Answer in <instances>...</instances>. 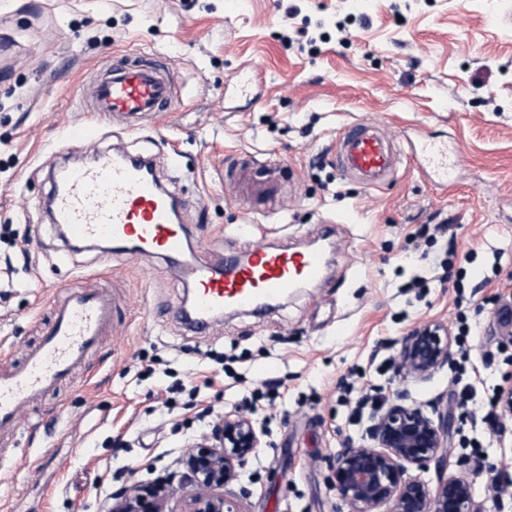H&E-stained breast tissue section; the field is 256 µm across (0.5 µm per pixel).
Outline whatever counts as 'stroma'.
<instances>
[{
	"label": "stroma",
	"mask_w": 512,
	"mask_h": 512,
	"mask_svg": "<svg viewBox=\"0 0 512 512\" xmlns=\"http://www.w3.org/2000/svg\"><path fill=\"white\" fill-rule=\"evenodd\" d=\"M288 5L0 0V366L37 342L64 288H108L119 306L90 356L96 376L76 374L0 440V512H108L124 483L179 473L187 440L235 407L265 430L240 473L244 512H342L328 458L366 430L346 421V384L401 387L409 403L447 411L453 386H472L479 406L512 382V341L500 323L512 308V0H302L301 17L330 34L302 52L281 41ZM348 13L355 35L345 42L333 22ZM121 55L162 58L180 94L136 131L72 104L73 89ZM242 68L265 76L247 97L235 90ZM356 118L445 143L455 190L434 197L412 169L381 190L317 169L319 153ZM83 120L99 125V137L67 139ZM116 148L154 157L200 262L244 220V204L224 188L235 150L268 159L284 184L254 226L263 240L305 248L320 218L352 221L336 227L322 282L195 335L164 313L187 289L172 260L73 250L42 211L67 158ZM436 211L459 224L458 248L474 258L463 280L402 292L422 268L407 257L425 244ZM461 313L474 327L468 362L404 384L396 371L376 372L408 330L450 326ZM228 367L243 382L225 377ZM267 379L279 381V398L253 402ZM476 434L459 417L448 471L473 474L477 512H512V496L484 491L492 475L512 485V422L478 459L461 446Z\"/></svg>",
	"instance_id": "1"
}]
</instances>
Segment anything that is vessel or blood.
<instances>
[{"instance_id": "1", "label": "vessel or blood", "mask_w": 512, "mask_h": 512, "mask_svg": "<svg viewBox=\"0 0 512 512\" xmlns=\"http://www.w3.org/2000/svg\"><path fill=\"white\" fill-rule=\"evenodd\" d=\"M175 88L165 67L156 61L137 65L113 63L95 81L90 96L76 94L78 111L109 112L134 120L151 118L173 104ZM342 180L372 190L392 183L402 167L419 174L438 169L433 189L448 190V169L439 166L426 135L398 142L391 131L365 120L344 125L330 149ZM228 166L246 198L248 213H257L275 185L268 162L241 152ZM175 197L164 190L151 158L116 150L96 156L86 166L63 172L53 195L52 224L76 243L111 241L114 251L131 256L160 254L180 264L192 286L191 307L170 314L190 319L196 331L224 308L256 310L304 284L324 277L325 253L318 248L270 246L249 238L229 243L221 261L201 265L189 257L190 231L174 217ZM112 327V295L105 288L70 289L53 305V318L38 346L21 361L0 371V434L13 432L17 417L37 399L85 366L90 350Z\"/></svg>"}]
</instances>
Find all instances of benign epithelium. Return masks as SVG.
I'll return each instance as SVG.
<instances>
[{"instance_id": "1", "label": "benign epithelium", "mask_w": 512, "mask_h": 512, "mask_svg": "<svg viewBox=\"0 0 512 512\" xmlns=\"http://www.w3.org/2000/svg\"><path fill=\"white\" fill-rule=\"evenodd\" d=\"M448 328L428 322L399 341L401 381H422L453 359ZM432 418L395 389L373 411L361 443L349 441L330 459V480L346 512H476L472 480L448 473L445 440L454 418ZM264 431L234 408L210 433L189 444L179 477L131 482L112 494L110 512H243L231 491L240 470L261 447ZM435 464V486L409 475Z\"/></svg>"}]
</instances>
